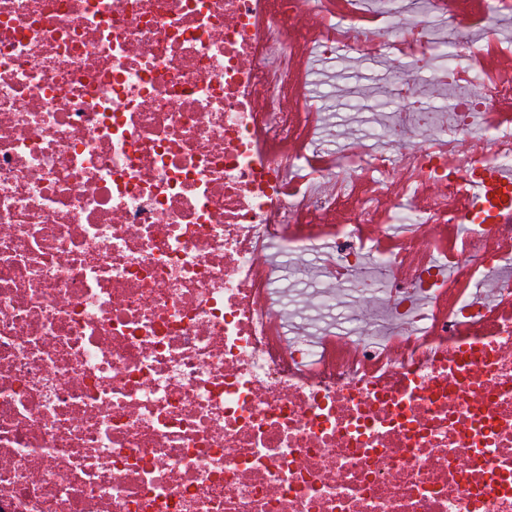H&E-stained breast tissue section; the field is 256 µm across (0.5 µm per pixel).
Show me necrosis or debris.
<instances>
[{"mask_svg":"<svg viewBox=\"0 0 512 512\" xmlns=\"http://www.w3.org/2000/svg\"><path fill=\"white\" fill-rule=\"evenodd\" d=\"M511 15L0 0V512H512ZM341 50L398 151L327 147ZM416 89L419 95L423 98L425 105L431 107L446 105L449 107L450 102L446 99L441 92L430 82L426 70L422 71L416 77Z\"/></svg>","mask_w":512,"mask_h":512,"instance_id":"1","label":"necrosis or debris"}]
</instances>
